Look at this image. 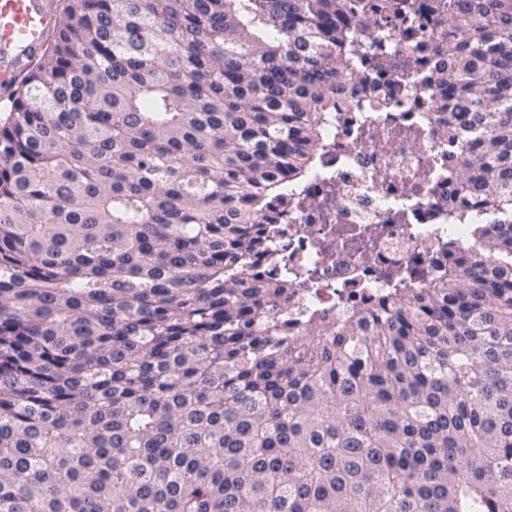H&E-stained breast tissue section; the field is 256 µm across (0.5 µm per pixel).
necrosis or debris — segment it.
<instances>
[{
    "instance_id": "necrosis-or-debris-1",
    "label": "necrosis or debris",
    "mask_w": 512,
    "mask_h": 512,
    "mask_svg": "<svg viewBox=\"0 0 512 512\" xmlns=\"http://www.w3.org/2000/svg\"><path fill=\"white\" fill-rule=\"evenodd\" d=\"M437 102L431 85L385 110L337 97L318 171L301 203L281 215L271 247L297 307L336 309L349 292L380 293L403 271L410 287H422L449 251L467 249L472 225L485 217L438 174L449 148L429 118ZM464 208L470 223H455L454 211Z\"/></svg>"
}]
</instances>
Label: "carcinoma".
Wrapping results in <instances>:
<instances>
[{
  "instance_id": "carcinoma-1",
  "label": "carcinoma",
  "mask_w": 512,
  "mask_h": 512,
  "mask_svg": "<svg viewBox=\"0 0 512 512\" xmlns=\"http://www.w3.org/2000/svg\"><path fill=\"white\" fill-rule=\"evenodd\" d=\"M424 19L486 223L293 334L248 256ZM0 112V512H512V0H63Z\"/></svg>"
}]
</instances>
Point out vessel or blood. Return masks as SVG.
<instances>
[{
    "instance_id": "obj_1",
    "label": "vessel or blood",
    "mask_w": 512,
    "mask_h": 512,
    "mask_svg": "<svg viewBox=\"0 0 512 512\" xmlns=\"http://www.w3.org/2000/svg\"><path fill=\"white\" fill-rule=\"evenodd\" d=\"M53 24L44 0H0V86L21 74L23 61L38 53Z\"/></svg>"
}]
</instances>
